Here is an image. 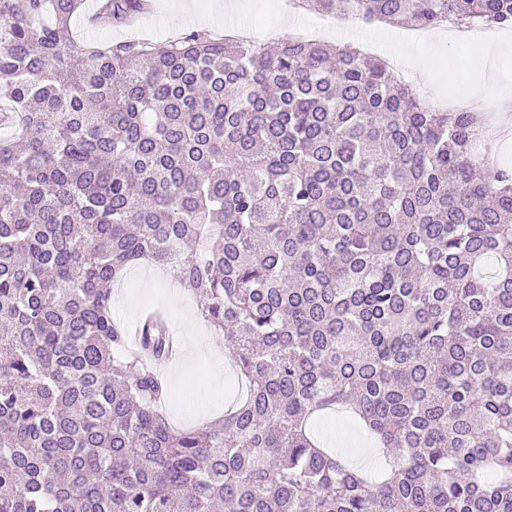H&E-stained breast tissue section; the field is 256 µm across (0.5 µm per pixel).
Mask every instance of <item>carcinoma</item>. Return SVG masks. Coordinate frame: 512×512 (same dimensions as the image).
Masks as SVG:
<instances>
[{
	"label": "carcinoma",
	"mask_w": 512,
	"mask_h": 512,
	"mask_svg": "<svg viewBox=\"0 0 512 512\" xmlns=\"http://www.w3.org/2000/svg\"><path fill=\"white\" fill-rule=\"evenodd\" d=\"M83 0H0V512H512V161L351 45L190 30L107 46ZM366 24L512 28V0H301ZM147 0H102L124 26ZM150 260L245 380L162 412ZM348 405L373 479L311 429Z\"/></svg>",
	"instance_id": "carcinoma-1"
}]
</instances>
